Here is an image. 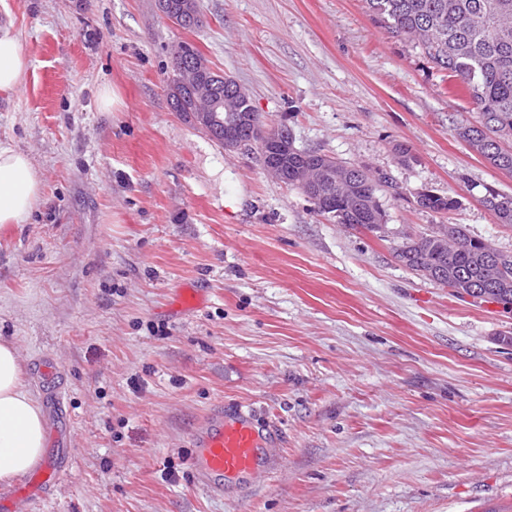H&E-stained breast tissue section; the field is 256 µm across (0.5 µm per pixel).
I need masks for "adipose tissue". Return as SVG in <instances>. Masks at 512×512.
<instances>
[{"mask_svg":"<svg viewBox=\"0 0 512 512\" xmlns=\"http://www.w3.org/2000/svg\"><path fill=\"white\" fill-rule=\"evenodd\" d=\"M30 62L12 25L0 26V93L15 92L26 81ZM42 181L31 158L0 143V230L28 223L42 203ZM15 347L0 342V483L32 471L41 461L45 432L37 401L24 388Z\"/></svg>","mask_w":512,"mask_h":512,"instance_id":"obj_1","label":"adipose tissue"}]
</instances>
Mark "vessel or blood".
Returning <instances> with one entry per match:
<instances>
[{
	"label": "vessel or blood",
	"mask_w": 512,
	"mask_h": 512,
	"mask_svg": "<svg viewBox=\"0 0 512 512\" xmlns=\"http://www.w3.org/2000/svg\"><path fill=\"white\" fill-rule=\"evenodd\" d=\"M279 436L261 428L253 415L238 409L225 412L214 406L191 436V464L195 483L213 496L247 484L256 473L269 469Z\"/></svg>",
	"instance_id": "b4317fda"
}]
</instances>
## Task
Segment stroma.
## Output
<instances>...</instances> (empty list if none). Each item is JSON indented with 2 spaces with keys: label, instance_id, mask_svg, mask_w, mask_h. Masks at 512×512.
Returning <instances> with one entry per match:
<instances>
[{
  "label": "stroma",
  "instance_id": "1",
  "mask_svg": "<svg viewBox=\"0 0 512 512\" xmlns=\"http://www.w3.org/2000/svg\"><path fill=\"white\" fill-rule=\"evenodd\" d=\"M198 3L203 26L181 30L155 0H0L31 63L0 94V142L30 155L43 194L0 232V340L37 400L36 364L56 366L70 448L21 512H512V308L393 253L459 224L512 254V226L481 202L512 194V174L454 135L474 104L365 0ZM182 41L297 148L388 177L384 230L318 214L173 112ZM106 85L117 111L99 108ZM423 191L457 206L423 211ZM183 288L203 305L178 310ZM220 403L280 433L242 496L189 473Z\"/></svg>",
  "mask_w": 512,
  "mask_h": 512
}]
</instances>
